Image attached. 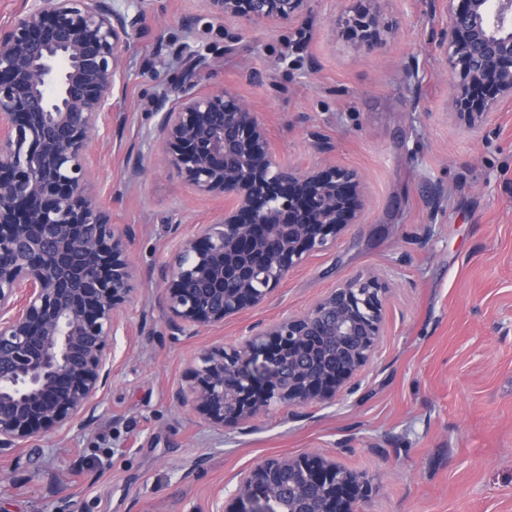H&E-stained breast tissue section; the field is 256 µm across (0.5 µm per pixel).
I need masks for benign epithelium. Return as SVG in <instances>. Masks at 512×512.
Segmentation results:
<instances>
[{
  "instance_id": "benign-epithelium-1",
  "label": "benign epithelium",
  "mask_w": 512,
  "mask_h": 512,
  "mask_svg": "<svg viewBox=\"0 0 512 512\" xmlns=\"http://www.w3.org/2000/svg\"><path fill=\"white\" fill-rule=\"evenodd\" d=\"M117 0H36L0 26V451L28 448L80 421L112 372L139 273L131 224H114L87 152L112 128L126 80L121 47L138 17ZM309 0H205L216 17L299 18ZM355 28L377 39L376 19ZM439 46L468 119L512 103V0H448ZM158 96L153 142L185 183L224 208L180 234L160 270L171 326L222 323L260 306L296 269L361 220L360 175L281 164L258 113L222 89ZM385 283L345 280L308 309L199 355L178 399L216 425L246 423L279 403L330 402L375 353ZM368 487L316 454L271 457L238 474L224 512H354Z\"/></svg>"
}]
</instances>
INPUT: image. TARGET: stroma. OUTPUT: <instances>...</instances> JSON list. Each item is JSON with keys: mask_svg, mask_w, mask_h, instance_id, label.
<instances>
[{"mask_svg": "<svg viewBox=\"0 0 512 512\" xmlns=\"http://www.w3.org/2000/svg\"><path fill=\"white\" fill-rule=\"evenodd\" d=\"M357 6L310 0L267 23L132 0L125 87L109 137L90 143L113 223L139 228L130 332L85 422L0 454V512H215L241 470L314 452L370 483L360 512H512V107L476 125L452 111L445 0H369L373 43L347 33ZM191 55L206 62L199 89L247 100L278 160L333 162L365 189L362 222L334 247L263 305L188 336L168 325L157 271L175 253L170 224L189 232L223 202L194 195L150 132ZM371 272L387 282L386 326L354 389L221 430L178 405L202 349Z\"/></svg>", "mask_w": 512, "mask_h": 512, "instance_id": "stroma-1", "label": "stroma"}]
</instances>
